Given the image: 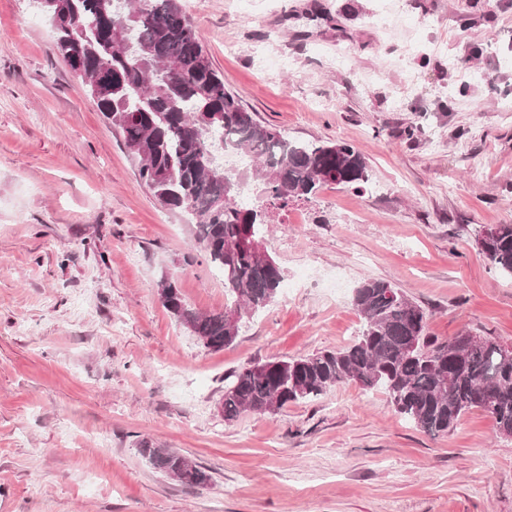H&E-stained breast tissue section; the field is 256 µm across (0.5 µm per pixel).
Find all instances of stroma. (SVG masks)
<instances>
[{
    "label": "stroma",
    "mask_w": 512,
    "mask_h": 512,
    "mask_svg": "<svg viewBox=\"0 0 512 512\" xmlns=\"http://www.w3.org/2000/svg\"><path fill=\"white\" fill-rule=\"evenodd\" d=\"M181 4L248 111L354 145L369 188L273 213L277 299L205 348L159 288L220 311L223 275L140 182L36 0H0V512H512V439L481 411L432 436L355 384L276 414L219 409L233 370L354 343L368 279L424 308L430 336L512 344V278L475 242L512 224V0ZM142 440L209 483L156 472Z\"/></svg>",
    "instance_id": "stroma-1"
}]
</instances>
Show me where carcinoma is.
Returning a JSON list of instances; mask_svg holds the SVG:
<instances>
[{
    "mask_svg": "<svg viewBox=\"0 0 512 512\" xmlns=\"http://www.w3.org/2000/svg\"><path fill=\"white\" fill-rule=\"evenodd\" d=\"M56 47L70 69L105 80L86 86L138 165L141 182L164 205L184 213L201 251L224 276V311L188 308L168 285L165 307L210 349L238 336L244 317L265 308L283 280L279 266L255 258L269 208L306 200L327 184L356 191L368 182L363 154L346 143L290 140L246 111L224 84L178 0H53ZM127 29V39L115 31ZM250 159L261 204L242 199L247 171L224 169L216 148ZM489 265L512 277V224L476 239ZM353 303L364 328L349 347L273 359L224 377V420L242 412L271 413L357 383L381 388L395 410L430 435L445 434L473 409L489 415L496 433L512 434V352L487 342L467 348L465 335L439 341L427 334L428 314L390 282L371 279ZM417 349L406 352L409 341ZM139 454L157 472L187 486L210 480L206 469L171 448L143 440Z\"/></svg>",
    "mask_w": 512,
    "mask_h": 512,
    "instance_id": "cac0c4a2",
    "label": "carcinoma"
}]
</instances>
